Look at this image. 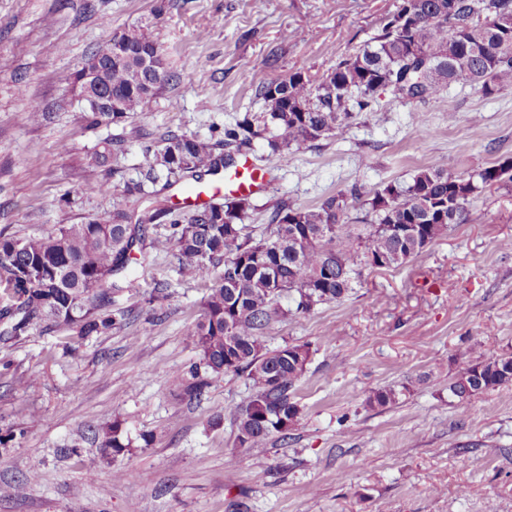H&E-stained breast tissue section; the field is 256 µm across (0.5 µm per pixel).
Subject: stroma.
Listing matches in <instances>:
<instances>
[{"instance_id":"obj_1","label":"stroma","mask_w":512,"mask_h":512,"mask_svg":"<svg viewBox=\"0 0 512 512\" xmlns=\"http://www.w3.org/2000/svg\"><path fill=\"white\" fill-rule=\"evenodd\" d=\"M400 2L166 0L156 17L155 0H0V232L178 206L160 182L125 195L148 146L168 133L222 139L225 125L261 111L259 84L326 74ZM148 17L175 81L126 122L89 125L73 73ZM447 95L451 116L432 100L381 95L343 139L293 148L255 193L251 225L264 231L282 202L316 205L433 163L458 175L512 158V86ZM36 110L42 123L29 119ZM474 210L403 266L365 270L342 302L271 322L269 347L312 351L284 442L235 449V414L253 391L243 377L207 372L200 395L184 394L201 358L187 330L207 288L172 253L137 267L135 288L114 297L126 320L76 352L39 327L0 342V512H512V383L462 404L448 396L458 349L512 355V250L501 246L512 239V183L485 189ZM159 285L166 299H155ZM21 373L38 377L35 391L15 387ZM387 386L400 388L397 402L367 408L368 392ZM112 422L131 446L107 459L92 430ZM32 470L40 480L24 485ZM119 470L128 479H113Z\"/></svg>"}]
</instances>
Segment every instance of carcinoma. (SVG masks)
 <instances>
[{
    "label": "carcinoma",
    "instance_id": "carcinoma-1",
    "mask_svg": "<svg viewBox=\"0 0 512 512\" xmlns=\"http://www.w3.org/2000/svg\"><path fill=\"white\" fill-rule=\"evenodd\" d=\"M81 69L93 75L108 103L106 112L83 108L93 124L125 122L176 79L147 21L113 33ZM453 84L486 97L512 86V0H402L381 18L372 43L330 73L313 79L300 69L257 86L264 109L224 127L225 152L197 136L169 134L148 150L145 178L199 184L236 168L256 140L266 143L268 162L286 163L301 142L343 137L359 114L373 110L381 91L399 101L433 99L452 122L455 109L442 92ZM506 180L512 182V160L463 175L431 164L403 184L366 192L352 187L318 205L283 203L259 236L245 223L249 193L187 215L162 210L170 220L155 229L149 248L173 249L182 274L208 288L200 319L187 332L203 368L243 374L254 388L235 416V447L260 448L274 434L287 438L299 414L293 391L310 347L270 349L262 340L270 323L286 314L281 298H291L297 313L342 301L361 284L363 268L373 267L371 258L382 260L380 270L406 263L449 225L467 223L482 190ZM352 210L372 217L366 233L347 223ZM147 233L143 219L120 208L39 236L0 233V300L6 301L0 341L19 340L44 323L77 341L110 331L125 319V312L112 311L114 296L133 288L131 267L149 260ZM454 365L448 397L460 402L512 382V356L460 351ZM396 399L395 389L383 387L371 391L367 404L386 407ZM93 435L107 454L129 448L117 424Z\"/></svg>",
    "mask_w": 512,
    "mask_h": 512
}]
</instances>
